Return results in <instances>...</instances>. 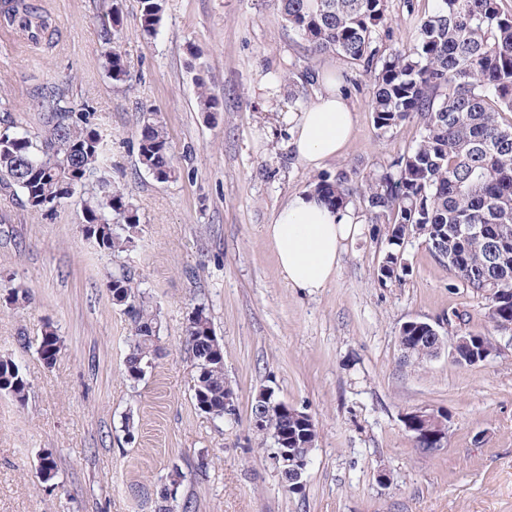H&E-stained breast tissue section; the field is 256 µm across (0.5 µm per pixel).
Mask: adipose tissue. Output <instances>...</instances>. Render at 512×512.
Returning a JSON list of instances; mask_svg holds the SVG:
<instances>
[{
    "label": "adipose tissue",
    "instance_id": "obj_1",
    "mask_svg": "<svg viewBox=\"0 0 512 512\" xmlns=\"http://www.w3.org/2000/svg\"><path fill=\"white\" fill-rule=\"evenodd\" d=\"M322 86L307 108L282 116L293 157L313 169L340 156L354 128L350 103L338 91L335 76H326ZM265 232L289 287L313 293L333 280L344 243L355 241L362 226L350 209H335L305 191L278 210Z\"/></svg>",
    "mask_w": 512,
    "mask_h": 512
}]
</instances>
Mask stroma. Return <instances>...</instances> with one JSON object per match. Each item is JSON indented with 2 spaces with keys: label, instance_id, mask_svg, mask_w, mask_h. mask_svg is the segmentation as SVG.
Segmentation results:
<instances>
[{
  "label": "stroma",
  "instance_id": "1",
  "mask_svg": "<svg viewBox=\"0 0 512 512\" xmlns=\"http://www.w3.org/2000/svg\"><path fill=\"white\" fill-rule=\"evenodd\" d=\"M51 26L39 42L20 32L0 44V114L40 124L43 88L69 86L94 112L110 146L112 180L137 211L140 234L120 257L82 232V194L57 211H29L0 192V355L28 381L25 401L0 393V512H512V339L461 367L440 354L405 363L400 327L463 315L489 329L485 302L454 278L422 240L404 244L410 272L379 283L387 250L367 223L317 293L288 287L265 233L276 212L320 175L361 180L420 139L411 118L384 133L371 112L375 79L342 56L310 54L279 0H165L146 36L139 0H33ZM121 8L119 49L130 73L114 86L102 29ZM390 0L393 43L412 45L436 0ZM326 72L340 76L355 114L343 156L311 169L292 157L281 113L308 106ZM204 74L220 110H199ZM268 83L271 100L258 86ZM156 113L177 180L156 182L137 163L138 132ZM135 272L159 312V353L144 378L127 379L130 321L105 275ZM32 300L9 305L12 288ZM208 308L224 346L237 419L200 411L185 326ZM61 339L53 363L37 352L45 323ZM309 413L318 437L298 494L280 484L271 440L250 426L260 389ZM448 413V442L414 448L402 424L420 407ZM57 464L42 480L43 456ZM387 473L381 482L379 473Z\"/></svg>",
  "mask_w": 512,
  "mask_h": 512
}]
</instances>
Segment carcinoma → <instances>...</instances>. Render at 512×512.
Returning <instances> with one entry per match:
<instances>
[{"mask_svg": "<svg viewBox=\"0 0 512 512\" xmlns=\"http://www.w3.org/2000/svg\"><path fill=\"white\" fill-rule=\"evenodd\" d=\"M0 12L38 40L47 20L25 0ZM388 0H280L283 19L313 54L336 53L375 74L372 113L376 128L387 133L403 121L419 119L422 133L415 147L391 161L385 171L360 183L346 173L323 177L311 191L326 204L343 209L360 200L369 223L379 225L387 251L377 268L384 283L406 272L397 266L405 242L417 237L440 264L473 295L483 297L494 331L512 324V12L502 0H437L424 17L413 45L386 47L393 29ZM163 0H140L143 31H157ZM121 19L112 12L106 30L105 68L113 85L129 79L118 49ZM199 106L212 115L219 103L197 78ZM41 126H18L0 117V191L21 197L34 213H51L71 198L79 184L91 189L84 198L83 233L100 250L118 257L135 247L139 218L129 198L112 183L105 138L94 113L76 109L64 85L40 97ZM138 160L153 178H178L167 131L157 117H147L139 132ZM112 304L122 308L132 336L125 358L129 380L144 376L158 351L159 317L151 299L125 267L107 273ZM193 362V396L215 418L232 421L235 391L224 376L223 345L206 305L194 308L185 326ZM480 351L498 350L496 337L477 331L471 338ZM430 337L412 329L400 347L418 359ZM61 350L52 323L44 325L38 351L50 364ZM0 391L26 399L28 383L17 362L0 356Z\"/></svg>", "mask_w": 512, "mask_h": 512, "instance_id": "obj_1", "label": "carcinoma"}]
</instances>
